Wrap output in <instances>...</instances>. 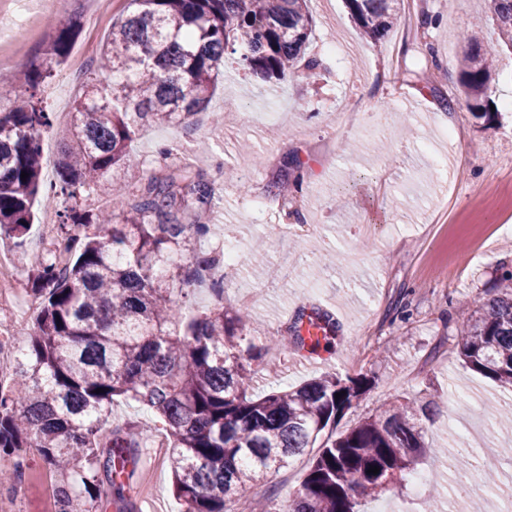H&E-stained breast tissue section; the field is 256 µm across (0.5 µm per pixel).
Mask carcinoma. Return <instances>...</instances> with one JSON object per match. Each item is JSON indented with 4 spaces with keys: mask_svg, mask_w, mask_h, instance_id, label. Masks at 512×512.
<instances>
[{
    "mask_svg": "<svg viewBox=\"0 0 512 512\" xmlns=\"http://www.w3.org/2000/svg\"><path fill=\"white\" fill-rule=\"evenodd\" d=\"M307 2L129 0L76 90L70 142L47 187L41 138L52 113L38 94L68 58L76 24L56 29L45 62L26 76L28 93L0 107V233L20 246L38 194L61 203L50 258L28 271L39 307L12 383L0 387L8 488L22 482L34 448L55 476L56 512H98L108 500L128 512L122 474L139 442L132 427L110 424L119 399L146 407L166 430L183 512H244L248 487L309 448L317 453L301 487L274 512H360L362 501L404 483L435 454L429 430L443 413L438 395L397 398L339 435L338 420L367 391L365 377L327 374L253 395L254 363L262 357L244 334L253 318L246 308H224L223 282L212 283L216 307L181 322L188 286L218 260L190 247L209 225L182 224L174 213L186 201L208 210L215 186L202 173L179 165L148 175L134 192L114 183L110 206L97 213L82 207L114 169L137 164L132 143L140 128L179 123L205 108L226 49L243 47V64L266 80L290 72L314 78L319 61L307 53L314 27ZM345 2L375 47L392 29L400 0ZM488 2L459 60L460 94L487 119L492 73L503 63L480 54L487 21L512 53V0ZM101 72L112 76L110 84H101ZM460 332L463 361L511 390L512 270ZM372 466L379 473L368 472Z\"/></svg>",
    "mask_w": 512,
    "mask_h": 512,
    "instance_id": "1",
    "label": "carcinoma"
}]
</instances>
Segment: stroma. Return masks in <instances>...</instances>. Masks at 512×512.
<instances>
[{
  "label": "stroma",
  "mask_w": 512,
  "mask_h": 512,
  "mask_svg": "<svg viewBox=\"0 0 512 512\" xmlns=\"http://www.w3.org/2000/svg\"><path fill=\"white\" fill-rule=\"evenodd\" d=\"M125 0L95 27L84 16L90 0H65L42 13L40 27L18 46L13 80L0 84V100L22 94L31 62L56 26L76 22L79 34L70 63L54 68L43 98L48 111L68 113L84 79V64L96 58ZM486 0H426L411 13L414 34L401 38L394 24L380 47H368L344 0H309L315 22L310 55L323 69L316 80L296 75L255 81L226 53L224 75L206 110L185 123L144 128L133 144L141 168L115 172L85 205L97 210L109 202L113 181L137 186L143 169L192 163L215 183L217 195L210 233L197 248L222 252L225 242L239 246L241 267L224 281V305H240L242 293L256 323V343L272 336H294L301 312L316 309L332 317L336 334L330 350L317 356L267 353L255 378L257 392L288 389L325 374L364 375L368 392L338 424L345 431L398 396L426 388L447 403L463 441L474 444L461 467H478L498 457V482L512 475V426L484 416L485 404L512 406V391L466 367L458 355L456 321L461 312L480 309L494 298L502 270L512 269V240L494 241L488 225L512 212V68L501 69L491 84L492 121L477 119L465 105L442 111L437 99L459 93L458 60L472 25L484 16ZM439 16L421 26L422 14ZM346 48L327 52L328 40ZM82 60L74 68L73 60ZM250 113L251 125L237 115ZM352 113L356 125L334 134L340 113ZM381 112L395 120L382 135L386 154L373 152L363 123ZM456 129L458 145L442 140L443 128ZM168 146L171 157L159 154ZM310 169L303 193L288 200L267 193L271 183L288 179L294 169ZM479 243L481 253L464 260L459 240ZM366 249H359L360 241ZM342 253L341 269L324 267L327 249ZM289 258L290 283L268 280L269 263ZM130 476L134 512H181L171 492V470L154 443L136 449ZM23 512H54L45 488L46 469L36 452L27 457ZM307 456L294 458L269 482L247 495L257 512H272L275 501L299 488Z\"/></svg>",
  "instance_id": "stroma-1"
}]
</instances>
